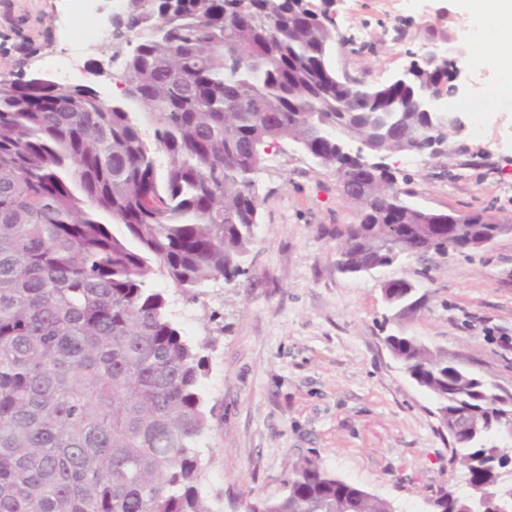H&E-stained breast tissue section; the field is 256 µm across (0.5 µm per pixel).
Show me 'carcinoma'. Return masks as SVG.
<instances>
[{
	"label": "carcinoma",
	"mask_w": 512,
	"mask_h": 512,
	"mask_svg": "<svg viewBox=\"0 0 512 512\" xmlns=\"http://www.w3.org/2000/svg\"><path fill=\"white\" fill-rule=\"evenodd\" d=\"M123 11L138 36L124 96L139 111L40 74L0 78V512H210L204 359L148 278L191 291L246 273L271 144L336 170L358 207L338 235L348 271L448 250V225L353 149L385 140L387 153L408 152L427 117L398 89L352 98L331 63L336 27L313 10L125 0ZM495 230L466 224L458 238ZM411 297L406 279L385 290L409 309ZM385 342L441 423L468 421L449 458L464 490L439 491V512H481L490 498L512 512V425L501 421L512 395L414 336ZM282 485L245 512H397L309 457Z\"/></svg>",
	"instance_id": "carcinoma-1"
}]
</instances>
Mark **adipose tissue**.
<instances>
[{
  "label": "adipose tissue",
  "instance_id": "ef3b65f1",
  "mask_svg": "<svg viewBox=\"0 0 512 512\" xmlns=\"http://www.w3.org/2000/svg\"><path fill=\"white\" fill-rule=\"evenodd\" d=\"M470 23L483 31L472 37L468 65L495 72L499 81L494 88L498 100L512 101V0H462Z\"/></svg>",
  "mask_w": 512,
  "mask_h": 512
}]
</instances>
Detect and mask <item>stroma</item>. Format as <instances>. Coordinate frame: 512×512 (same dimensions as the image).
I'll list each match as a JSON object with an SVG mask.
<instances>
[{
  "label": "stroma",
  "mask_w": 512,
  "mask_h": 512,
  "mask_svg": "<svg viewBox=\"0 0 512 512\" xmlns=\"http://www.w3.org/2000/svg\"><path fill=\"white\" fill-rule=\"evenodd\" d=\"M113 0H98L86 25L108 38L107 53L77 57L78 84L105 100L136 35L113 30ZM442 0H338L339 35L367 31V49L335 48L339 74L381 86L413 56L431 50ZM71 0H0V78L46 73L67 53ZM104 76H96L97 67ZM463 127L437 154L392 153L385 162L411 203L436 212L491 210L512 220V103L462 114ZM256 238L246 273L197 293L162 275L174 320L207 360L202 388L210 408L201 450L210 512H243L246 499L278 495L289 465L324 467L399 512H424L427 498L454 490L446 428L431 396L384 342L402 332L447 353L459 367L512 391V232L487 249L450 253L424 266L414 259L372 274L342 272L336 233L357 223L334 169L282 141L258 177ZM407 279L422 307L395 309L382 285Z\"/></svg>",
  "instance_id": "35a3bbf8"
}]
</instances>
